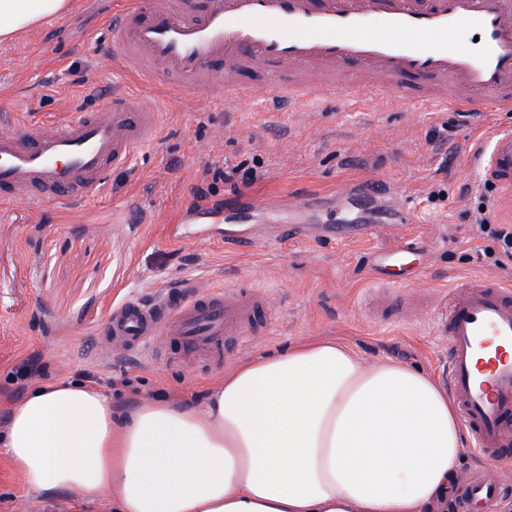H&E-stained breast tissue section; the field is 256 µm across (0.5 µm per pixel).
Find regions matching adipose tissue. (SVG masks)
Segmentation results:
<instances>
[{
  "mask_svg": "<svg viewBox=\"0 0 512 512\" xmlns=\"http://www.w3.org/2000/svg\"><path fill=\"white\" fill-rule=\"evenodd\" d=\"M70 0H0V45L64 17ZM464 450L432 375L365 365L308 338L225 371L204 409L146 402L123 420L99 388L40 385L0 451L69 512H445Z\"/></svg>",
  "mask_w": 512,
  "mask_h": 512,
  "instance_id": "obj_1",
  "label": "adipose tissue"
}]
</instances>
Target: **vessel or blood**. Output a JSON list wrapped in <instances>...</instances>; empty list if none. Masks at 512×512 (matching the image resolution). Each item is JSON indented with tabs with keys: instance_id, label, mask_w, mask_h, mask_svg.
<instances>
[{
	"instance_id": "obj_1",
	"label": "vessel or blood",
	"mask_w": 512,
	"mask_h": 512,
	"mask_svg": "<svg viewBox=\"0 0 512 512\" xmlns=\"http://www.w3.org/2000/svg\"><path fill=\"white\" fill-rule=\"evenodd\" d=\"M476 31L471 49L456 35ZM113 69L145 79L175 74L187 103L208 96L214 106L241 104L251 86L235 80L242 64L268 73L264 98L325 104L355 96L398 105L471 111H512V0H123L112 15ZM421 81L415 97L401 80ZM114 87L96 111L40 126L11 119L0 130V205L77 201L101 190L106 172L125 164L154 140L157 113L131 108ZM486 175L512 188V133L494 137ZM270 211L298 216L318 207L314 195L293 204L261 199ZM392 215L384 227L338 224L340 239L377 230L397 235L412 219L406 199L389 194ZM261 296L189 285L154 303L114 305L109 336L140 355L157 337L179 354L208 357L225 340L248 334ZM448 338L447 382L462 424L482 455L512 457V287L492 277L465 283L441 323ZM497 483L476 472L460 486L461 499L491 512Z\"/></svg>"
}]
</instances>
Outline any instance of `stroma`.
Listing matches in <instances>:
<instances>
[{
  "mask_svg": "<svg viewBox=\"0 0 512 512\" xmlns=\"http://www.w3.org/2000/svg\"><path fill=\"white\" fill-rule=\"evenodd\" d=\"M114 2L74 0L66 18L0 46V105L34 124L97 109L112 94L114 75L99 59L109 47L105 24ZM124 81L138 102L165 117L156 141L110 172L105 195L0 208V429L31 391L26 371L33 365L45 382L96 383L126 409L144 398L203 403L225 369L308 337L333 336L366 363L397 360L439 378L448 362V339L436 331L446 292L477 276L512 286V266L494 264L497 242L470 220L478 212L494 217L506 193L469 150L512 131V111L465 120L451 108L396 110L357 98L287 105L273 117L259 95L219 109L203 99L179 102L171 77L145 84L129 74ZM439 130L449 140L437 149L430 134ZM207 160L261 171L248 187L257 196L325 195L359 181L379 189L314 215L270 245L257 231L287 225L288 213L257 210L247 223H225L234 193L223 181L201 180ZM389 186L411 201L405 237L417 245L408 265L391 268V290L377 280L376 260L401 238L375 233L349 242L321 232L325 222H389ZM198 198L206 213L172 223ZM189 281L222 291L248 283L263 293L255 331L227 343L216 360L175 355L164 340L152 357L109 355L103 330L113 305ZM481 470L500 478L492 512H502L512 505V461L466 448L459 473ZM0 512L60 510L0 455Z\"/></svg>",
  "mask_w": 512,
  "mask_h": 512,
  "instance_id": "obj_1",
  "label": "stroma"
}]
</instances>
